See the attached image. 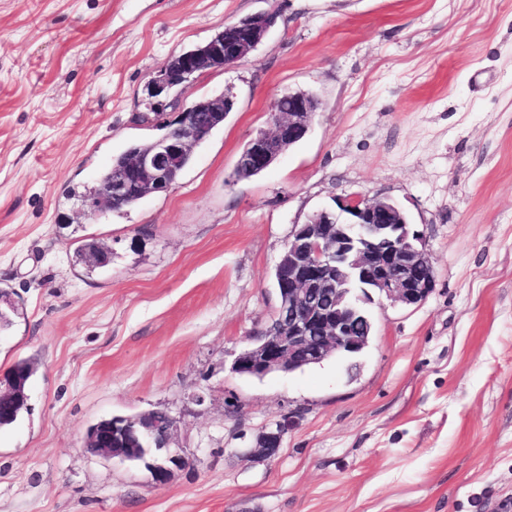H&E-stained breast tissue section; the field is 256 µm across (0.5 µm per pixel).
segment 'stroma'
I'll return each mask as SVG.
<instances>
[{
    "mask_svg": "<svg viewBox=\"0 0 512 512\" xmlns=\"http://www.w3.org/2000/svg\"><path fill=\"white\" fill-rule=\"evenodd\" d=\"M269 10L245 60L152 112L171 55ZM295 89L321 101L310 134L236 180ZM228 90L168 192L80 215L71 191ZM352 193L406 211L433 292L368 304L357 357L235 373L295 225ZM87 238L112 249L91 275L70 260ZM0 293L19 311L0 372L38 364L0 431V512H512V0H0ZM152 411L193 460L165 485L84 451L98 420ZM288 430V421L277 425L274 431H270L262 436L258 447L254 452L266 458L275 457L280 447L283 435Z\"/></svg>",
    "mask_w": 512,
    "mask_h": 512,
    "instance_id": "obj_1",
    "label": "stroma"
}]
</instances>
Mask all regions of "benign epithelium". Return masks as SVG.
Instances as JSON below:
<instances>
[{
  "mask_svg": "<svg viewBox=\"0 0 512 512\" xmlns=\"http://www.w3.org/2000/svg\"><path fill=\"white\" fill-rule=\"evenodd\" d=\"M275 14L249 16L230 25L237 38L213 45V63L236 66L264 38ZM200 69L193 53L182 57V68L160 70L151 81L160 95L174 84L193 81ZM230 108V98L184 106L173 120L174 132L158 139L154 149H131L125 163L112 170V181L99 195L83 200V214L112 210L127 197L164 193L173 185L171 170L177 161L211 134L210 113ZM318 101L308 94L277 99L270 128L240 153L235 173L265 170L291 146L311 132ZM277 305L269 325L236 358L233 369L243 375L264 376L293 370L303 362L317 363L333 354L363 348L365 338L351 333L363 319V301L377 294L394 303L415 306L435 286V269L420 232L389 200H369L360 194L336 199V208L316 211L296 225L276 264ZM27 393L18 386V372L0 375V403L21 405ZM175 419L158 424L152 414L141 418L111 416L100 420L87 435L84 449L121 462L138 460L163 484L174 469L189 464L181 449L169 447ZM288 423L262 436L254 452L276 456Z\"/></svg>",
  "mask_w": 512,
  "mask_h": 512,
  "instance_id": "1",
  "label": "benign epithelium"
}]
</instances>
